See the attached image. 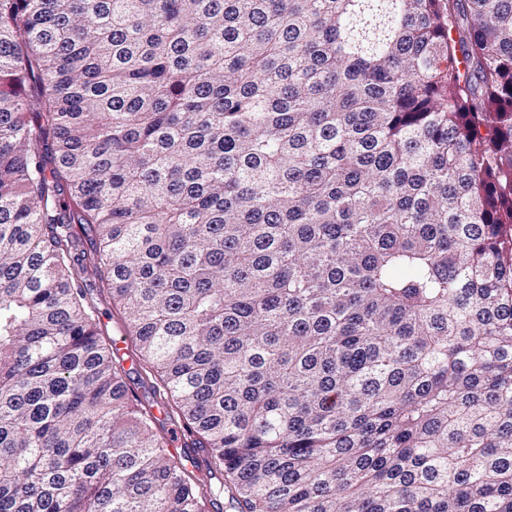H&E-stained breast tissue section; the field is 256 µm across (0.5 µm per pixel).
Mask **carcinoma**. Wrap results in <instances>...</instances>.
Returning a JSON list of instances; mask_svg holds the SVG:
<instances>
[{"label": "carcinoma", "mask_w": 512, "mask_h": 512, "mask_svg": "<svg viewBox=\"0 0 512 512\" xmlns=\"http://www.w3.org/2000/svg\"><path fill=\"white\" fill-rule=\"evenodd\" d=\"M225 494L512 512V0H0V512ZM99 308L100 312H103V315L100 317L101 328L105 337L112 341L114 356L117 360L121 361L124 367L123 380L127 388L139 397L143 406L151 408L154 416L158 419V423L166 431L167 428L171 427L170 425L177 423L169 420L167 414L163 418V413L159 412L162 406L156 404V398L151 388V385H154L153 382H156V380L148 378L142 369L143 365L139 363L138 359L129 355L127 342L125 341L126 330L124 323L111 315L112 307L101 304Z\"/></svg>", "instance_id": "cac0c4a2"}]
</instances>
